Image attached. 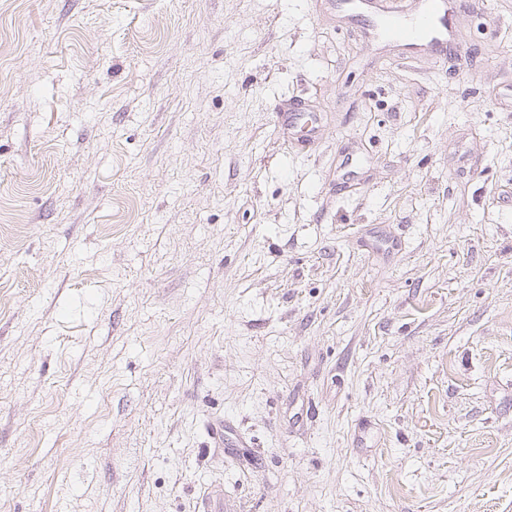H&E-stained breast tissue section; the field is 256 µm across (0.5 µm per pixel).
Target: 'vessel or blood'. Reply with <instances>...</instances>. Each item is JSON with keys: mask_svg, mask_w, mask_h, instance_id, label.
Masks as SVG:
<instances>
[{"mask_svg": "<svg viewBox=\"0 0 512 512\" xmlns=\"http://www.w3.org/2000/svg\"><path fill=\"white\" fill-rule=\"evenodd\" d=\"M335 8L346 15L370 17L363 34L369 40H389L406 46L428 47L439 55L454 50L457 0H417L414 14L394 10L388 0H335ZM276 123L284 140L305 132V147H312L321 136L317 120L311 113L284 111L277 113Z\"/></svg>", "mask_w": 512, "mask_h": 512, "instance_id": "obj_1", "label": "vessel or blood"}]
</instances>
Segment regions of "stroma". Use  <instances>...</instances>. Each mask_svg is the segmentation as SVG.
<instances>
[{
  "instance_id": "35a3bbf8",
  "label": "stroma",
  "mask_w": 512,
  "mask_h": 512,
  "mask_svg": "<svg viewBox=\"0 0 512 512\" xmlns=\"http://www.w3.org/2000/svg\"><path fill=\"white\" fill-rule=\"evenodd\" d=\"M459 3L453 60L324 0H0V512H512V0ZM276 123L280 128L285 142H290L299 131L306 130V138L302 147L309 149L320 139L321 132L317 119L309 112L284 111L276 112Z\"/></svg>"
}]
</instances>
